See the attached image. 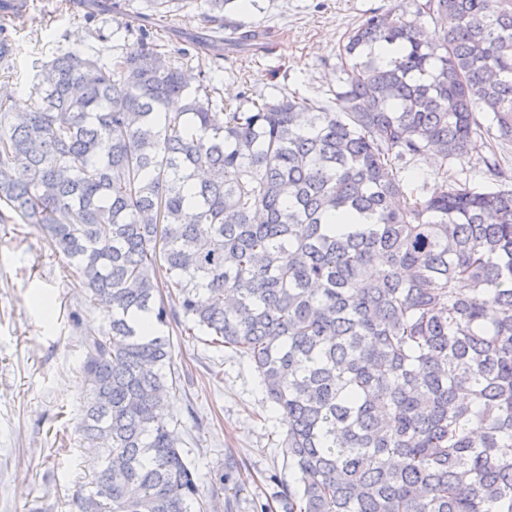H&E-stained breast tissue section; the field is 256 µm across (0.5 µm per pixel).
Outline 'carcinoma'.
<instances>
[{"label":"carcinoma","instance_id":"cac0c4a2","mask_svg":"<svg viewBox=\"0 0 512 512\" xmlns=\"http://www.w3.org/2000/svg\"><path fill=\"white\" fill-rule=\"evenodd\" d=\"M205 2L208 43L174 52L128 23L138 53L58 54L28 110L0 99V223L42 225L112 308L79 340L99 461L79 512H204L162 418L174 323L246 357L288 419V512H512V189L406 175L488 151L512 180L495 152L512 142V0L377 10L339 44L330 104L229 112L191 67L238 29L230 0ZM26 21L0 14L7 79Z\"/></svg>","mask_w":512,"mask_h":512}]
</instances>
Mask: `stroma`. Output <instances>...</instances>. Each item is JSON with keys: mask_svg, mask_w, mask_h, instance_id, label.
I'll use <instances>...</instances> for the list:
<instances>
[{"mask_svg": "<svg viewBox=\"0 0 512 512\" xmlns=\"http://www.w3.org/2000/svg\"><path fill=\"white\" fill-rule=\"evenodd\" d=\"M28 0L29 21L13 35L12 109L30 103L40 66L79 49L108 58L112 32L129 8L148 0ZM170 40L206 36L204 0H175ZM402 0H238L225 13L264 30V48L225 46L211 69L227 102L240 94L276 98L294 93L331 100L342 76L336 48L344 34L375 9ZM108 325L103 306L86 300L78 274L38 224L0 223V512H77L76 491L89 478L78 440L86 388L80 373L79 330L72 313ZM173 369L180 381L164 412L195 469L208 512H286L283 485L295 482L286 456L288 427L273 410L248 359L213 347L204 333L172 336Z\"/></svg>", "mask_w": 512, "mask_h": 512, "instance_id": "35a3bbf8", "label": "stroma"}]
</instances>
